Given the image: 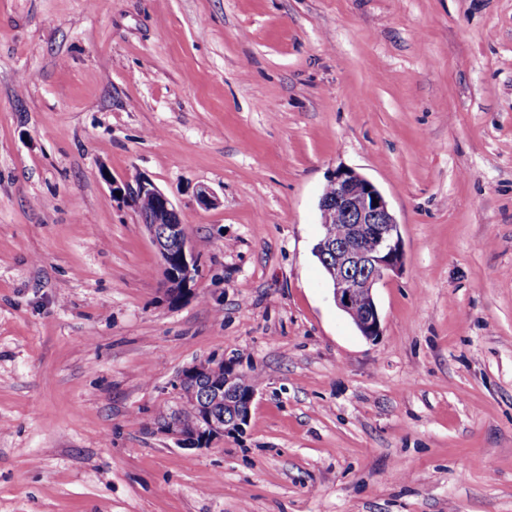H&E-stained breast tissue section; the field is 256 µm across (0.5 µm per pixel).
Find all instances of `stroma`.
I'll return each mask as SVG.
<instances>
[{
	"mask_svg": "<svg viewBox=\"0 0 512 512\" xmlns=\"http://www.w3.org/2000/svg\"><path fill=\"white\" fill-rule=\"evenodd\" d=\"M340 167L400 226L372 340L313 254ZM214 356L249 424L181 447ZM0 512H512V0H0ZM137 177L138 173L130 182L125 181L122 184L113 182L112 192L119 191L123 202H126L140 216L142 224L145 225L165 272V288L178 283H181L182 288H190V283L197 275L198 264L184 234L180 211L148 176L140 173L136 181ZM146 208L152 209L156 215L155 219L148 223H145L141 217ZM173 240L180 246L181 257L178 269L171 268L165 262Z\"/></svg>",
	"mask_w": 512,
	"mask_h": 512,
	"instance_id": "35a3bbf8",
	"label": "stroma"
}]
</instances>
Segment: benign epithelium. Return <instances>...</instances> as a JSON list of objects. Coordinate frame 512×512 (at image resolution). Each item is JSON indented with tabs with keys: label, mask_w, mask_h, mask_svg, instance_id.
Masks as SVG:
<instances>
[{
	"label": "benign epithelium",
	"mask_w": 512,
	"mask_h": 512,
	"mask_svg": "<svg viewBox=\"0 0 512 512\" xmlns=\"http://www.w3.org/2000/svg\"><path fill=\"white\" fill-rule=\"evenodd\" d=\"M328 186L332 193L322 195L319 202L323 234L316 253L326 267L336 306L349 316L362 336L374 339L382 332L374 289L402 263L399 224L382 193L359 173L338 168ZM112 191L120 192L122 200L139 215L147 208L153 210L155 219L145 227L160 257L165 287L178 283L190 287L198 264L181 233L179 209L144 174L134 183H112ZM215 363L224 364V383L208 385V400H200L197 382ZM179 386L185 399L195 406L197 417L192 430L175 423L166 425L182 445L201 448L224 435L244 432L255 391L233 363L215 357L194 365L181 373ZM221 403L224 413L213 412V407Z\"/></svg>",
	"instance_id": "obj_1"
}]
</instances>
